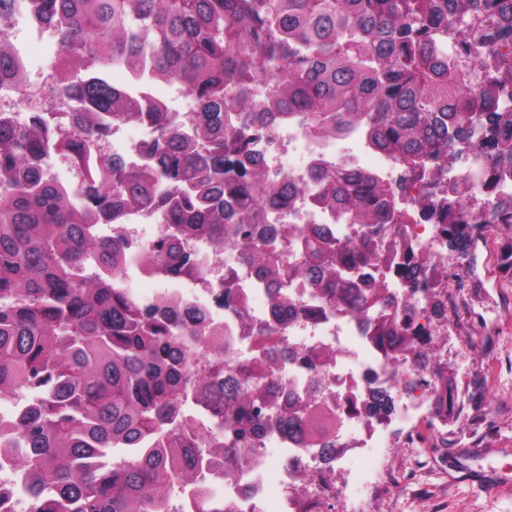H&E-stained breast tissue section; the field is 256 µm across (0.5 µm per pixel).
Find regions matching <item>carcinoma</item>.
I'll use <instances>...</instances> for the list:
<instances>
[{
	"mask_svg": "<svg viewBox=\"0 0 512 512\" xmlns=\"http://www.w3.org/2000/svg\"><path fill=\"white\" fill-rule=\"evenodd\" d=\"M59 39L64 59L43 78L88 107L79 127L56 139L39 119L0 120V397H26L34 408L16 427L10 457L27 478L28 512H177L176 490L197 488L194 512H209L196 461L203 436L181 415L189 394L224 415V458L276 428L305 448L336 456V420L316 398L302 403L246 369L193 370L202 336H219L204 315L186 308L177 321L167 305L143 308L129 288L112 287L126 263L123 240L99 235V220L126 206L160 212L169 230L152 256L169 277L191 271L183 238L206 237L231 248L254 276L275 288L305 277L328 306L340 304L372 322L391 361L425 359L435 416L458 404L448 367L432 337L413 327L408 304L383 282L352 271L406 255V278L446 318L441 272L415 254L392 209L396 189L370 174L359 185L321 172L315 201L336 218L361 226L356 242L313 228L300 235V261L282 259L273 241L254 233L282 185L267 182L246 140L253 126L296 117L325 136L362 125L371 145L398 158L408 175L435 165L448 171L460 144L491 175L487 188L512 180V0H30ZM465 26L469 47L494 61L498 81L472 86L436 35ZM148 69L176 82L194 102L193 134L168 113L140 111L106 78L110 68ZM13 84L17 111H29L32 85L6 42L0 82ZM108 114L148 120L157 136L149 161L126 169L102 157L118 178L87 171L82 188L40 178L50 151L77 165L102 151ZM461 183L435 205L422 196V217L444 225L448 249L463 258L491 227L512 229V193L486 212L463 211ZM497 266L512 284V235L494 240ZM263 408L253 410L256 393ZM395 398L378 392L362 403L365 419L390 416Z\"/></svg>",
	"mask_w": 512,
	"mask_h": 512,
	"instance_id": "carcinoma-1",
	"label": "carcinoma"
}]
</instances>
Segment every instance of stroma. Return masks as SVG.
I'll list each match as a JSON object with an SVG mask.
<instances>
[{"label":"stroma","mask_w":512,"mask_h":512,"mask_svg":"<svg viewBox=\"0 0 512 512\" xmlns=\"http://www.w3.org/2000/svg\"><path fill=\"white\" fill-rule=\"evenodd\" d=\"M463 272L471 286L436 338L458 407L447 425L424 424L421 447H401V432L393 433L396 485L370 489L365 512H512V486L479 487L458 464L469 454L473 467L512 470V285L490 274L479 242Z\"/></svg>","instance_id":"35a3bbf8"}]
</instances>
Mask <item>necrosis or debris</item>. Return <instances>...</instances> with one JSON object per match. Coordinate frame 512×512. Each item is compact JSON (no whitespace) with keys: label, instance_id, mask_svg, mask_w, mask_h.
Listing matches in <instances>:
<instances>
[{"label":"necrosis or debris","instance_id":"necrosis-or-debris-1","mask_svg":"<svg viewBox=\"0 0 512 512\" xmlns=\"http://www.w3.org/2000/svg\"><path fill=\"white\" fill-rule=\"evenodd\" d=\"M0 38L27 67L32 64L31 42L47 43L55 57L63 55L56 36L34 18L24 0L0 19ZM249 137L269 182L289 185L290 198L272 211L269 221L282 228L275 241L278 252L294 259L299 256L298 231L304 225H323L338 240L355 236L357 231L356 225L338 222L316 205L308 190L315 169L357 172L367 157L380 181L396 183L402 172L394 156L372 148L361 126L352 127L342 137L327 138L290 119L272 128L252 129ZM153 143L154 133L147 124H138L132 136L126 124L116 123L107 152L125 164L140 165L146 163ZM163 227L160 217L134 210L124 211L116 222L103 225L106 235H122L134 256L133 262L114 276L113 287H128L134 278L161 281V292L140 294V301L149 306L164 294L204 309L211 323L230 339L240 367L257 369L268 345L287 348L288 357L270 368L268 375L302 398L314 393L325 400L337 420V447L343 456L359 461L358 466L342 471L345 501L355 502L369 483L391 480L388 432L392 426H400L405 445L417 442V424L428 394L413 363L388 361L367 322L351 316L343 307L322 306L305 279L290 280L282 288V296L292 303L286 313L277 307L272 292L244 271L238 274L233 292L225 293L224 254L199 241L188 240L183 246L199 267V274L160 278L148 255ZM374 276L386 280L391 290L413 304L416 328L435 331V322L425 315L424 293L411 290L397 264L375 270ZM377 390L393 391L396 397V409L390 417L367 421L349 412V400ZM209 446L213 454L204 471L213 512H326L322 490L325 464L320 449L301 447L277 430L269 431L257 447L235 460L223 457V432H213Z\"/></svg>","mask_w":512,"mask_h":512}]
</instances>
